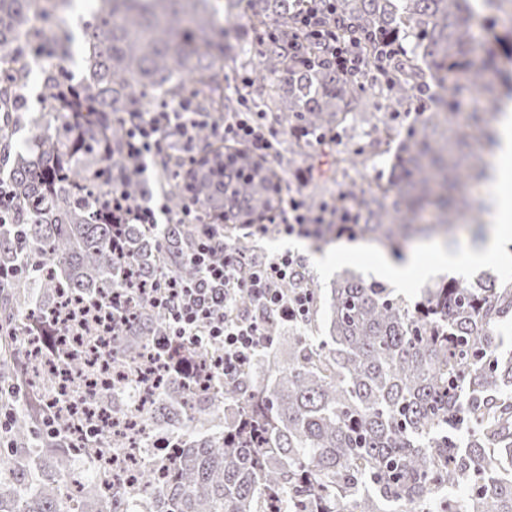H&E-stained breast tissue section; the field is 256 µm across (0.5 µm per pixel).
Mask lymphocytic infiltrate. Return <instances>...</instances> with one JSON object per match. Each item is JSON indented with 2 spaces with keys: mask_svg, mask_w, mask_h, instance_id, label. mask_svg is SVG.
I'll return each instance as SVG.
<instances>
[{
  "mask_svg": "<svg viewBox=\"0 0 512 512\" xmlns=\"http://www.w3.org/2000/svg\"><path fill=\"white\" fill-rule=\"evenodd\" d=\"M336 0H317L299 18L304 36L325 43L337 70L353 78L360 74L363 60L357 51V39L340 40L327 27L323 13H335ZM210 125L217 140L231 146H244L253 153L271 157L278 151L277 140L267 131L259 112H234L224 120L213 121L210 113L200 109L195 95L182 97L177 104L161 103L144 112L123 115L124 136L121 148L137 160L140 170L163 168L168 158L191 164L197 155L195 132L198 126ZM112 242L121 245L124 227L140 225L155 238L165 240L181 224L198 225L199 230L189 248L179 252L178 262L196 267L194 280L164 277L150 288H134L126 298L112 304H96L93 321L123 322L131 318L136 305L148 301L163 309L168 324L154 337L150 355L165 369L183 377L201 375L191 357L192 349L217 346L224 351L222 372L225 381H233L259 353L273 344L271 323H294L309 312L312 297L303 290L285 292L282 284L294 279L301 266L300 256L291 252L255 255L226 244L224 233L211 224H201L193 204H185L179 214H172L165 195H151L142 204H132L120 187L112 189ZM350 210L331 205L310 213L299 195L289 196L282 210L271 215L267 224H246L243 237L252 238L275 232L281 236H310L320 224H349ZM249 299L252 308L243 312L240 299Z\"/></svg>",
  "mask_w": 512,
  "mask_h": 512,
  "instance_id": "lymphocytic-infiltrate-1",
  "label": "lymphocytic infiltrate"
}]
</instances>
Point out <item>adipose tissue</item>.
Listing matches in <instances>:
<instances>
[{
	"label": "adipose tissue",
	"mask_w": 512,
	"mask_h": 512,
	"mask_svg": "<svg viewBox=\"0 0 512 512\" xmlns=\"http://www.w3.org/2000/svg\"><path fill=\"white\" fill-rule=\"evenodd\" d=\"M501 147L495 154L492 181V205L495 214L489 237L484 245L464 251L440 252L436 263L442 267L460 269L478 267L488 260L511 254L506 244L512 240V115H507L500 127Z\"/></svg>",
	"instance_id": "1"
}]
</instances>
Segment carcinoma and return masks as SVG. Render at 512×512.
<instances>
[{
    "mask_svg": "<svg viewBox=\"0 0 512 512\" xmlns=\"http://www.w3.org/2000/svg\"><path fill=\"white\" fill-rule=\"evenodd\" d=\"M71 0H0V165L13 191L10 223L0 226V267L32 258L35 269L0 290V380L24 390L15 405L11 460L0 465V512H512V481L497 476L512 454V358L493 350L495 330L512 317V279L442 280L408 301L385 282L345 270L316 323L321 288L308 271V316L294 324L288 350L273 361L257 356L237 382L224 386L211 347L193 351L213 375L205 383L161 375L140 440L129 454L136 494L78 470L111 436L87 428L104 420L90 405L65 415L54 409L72 376L89 392L115 398V385L165 328L164 311L136 310L128 326H94L82 350L69 327L49 325L64 302H112L130 267L151 281L172 272L196 277L188 264L161 260L189 243L185 226L167 243L126 226L114 252L106 219L116 183L132 202L148 189L122 153L120 112L147 101L173 100L188 89L200 107L234 111L224 96V67L244 47L224 44V22L247 7L262 28L261 79L281 72L288 111L274 99L264 113L277 125L330 133L364 105L366 83L384 78L391 100L425 99L426 114L398 133L388 185L355 200L354 224H323L318 247L362 239L397 258L415 241L457 237L472 189L490 179V156L471 140L495 146L512 73L490 78L501 51L512 47V0H489L482 23L472 0H336V35L356 36L361 77L336 71L327 49L296 35L304 0H102L82 29V80H67L70 41L51 25ZM413 43L405 52L402 41ZM45 61L42 97L66 110L53 128L30 118L31 135L14 141L29 71L21 57ZM473 91L480 111L462 129L456 97ZM203 161L168 189L171 206L186 199L202 217L245 224L272 214L283 181L244 149L224 148L203 127ZM435 211L434 221L423 213ZM469 432L462 444L456 437ZM175 435L166 463L153 456L156 435ZM458 489L467 491L461 502Z\"/></svg>",
    "mask_w": 512,
    "mask_h": 512,
    "instance_id": "obj_1",
    "label": "carcinoma"
}]
</instances>
